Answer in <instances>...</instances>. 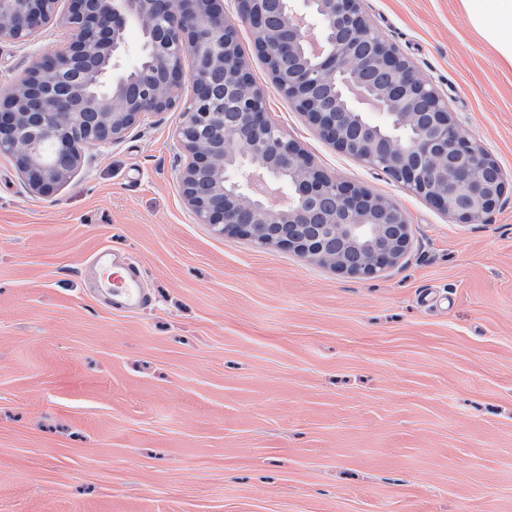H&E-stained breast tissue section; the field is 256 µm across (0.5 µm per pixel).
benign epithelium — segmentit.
I'll return each mask as SVG.
<instances>
[{"label": "benign epithelium", "mask_w": 512, "mask_h": 512, "mask_svg": "<svg viewBox=\"0 0 512 512\" xmlns=\"http://www.w3.org/2000/svg\"><path fill=\"white\" fill-rule=\"evenodd\" d=\"M58 0H0V41L28 44ZM70 38L0 91V155L29 186L64 183L90 147L176 109L178 186L198 223L287 247L338 273L374 277L410 245L391 202L322 172L267 119L224 0H69ZM279 88L337 150L463 222L492 211L507 181L458 128L437 86L389 48L361 0H237ZM144 41L134 61L126 29ZM192 70L183 67L185 55ZM192 95H181L185 83Z\"/></svg>", "instance_id": "1"}]
</instances>
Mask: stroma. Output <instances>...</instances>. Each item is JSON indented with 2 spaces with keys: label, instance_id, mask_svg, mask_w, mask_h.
Here are the masks:
<instances>
[{
  "label": "stroma",
  "instance_id": "obj_1",
  "mask_svg": "<svg viewBox=\"0 0 512 512\" xmlns=\"http://www.w3.org/2000/svg\"><path fill=\"white\" fill-rule=\"evenodd\" d=\"M362 7L512 181V67L461 0ZM68 9L0 43V87L67 42ZM224 12L269 120L400 208L410 247L365 278L198 223L175 110L47 193L0 156V512H512V191L464 223L339 152ZM103 248L138 308L113 310ZM99 267L107 268V279L115 295L128 293L138 282V273L126 261L112 258L107 253H100ZM113 288V289H112Z\"/></svg>",
  "mask_w": 512,
  "mask_h": 512
}]
</instances>
